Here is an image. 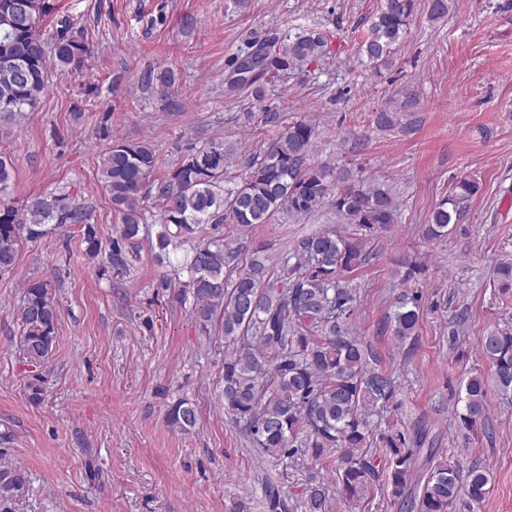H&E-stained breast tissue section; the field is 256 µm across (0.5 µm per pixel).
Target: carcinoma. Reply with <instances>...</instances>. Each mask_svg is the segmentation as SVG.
Returning a JSON list of instances; mask_svg holds the SVG:
<instances>
[{
  "mask_svg": "<svg viewBox=\"0 0 512 512\" xmlns=\"http://www.w3.org/2000/svg\"><path fill=\"white\" fill-rule=\"evenodd\" d=\"M34 5L30 23L10 24L0 15V119L17 121L33 111L52 74L80 68L90 53L86 35L72 30L54 0H35ZM415 8V0H384L360 46L375 73L395 65L397 46ZM49 17L56 29L51 42L41 32ZM325 52L324 37L313 31L297 33L281 46L275 40L253 43L234 69L231 86L251 87ZM316 136L308 120L284 125L248 160L242 181L230 188L223 182L234 152L222 142L188 154L156 181L152 176L158 157L150 143L112 140L100 172L122 228L110 245L108 264L117 275L127 271L130 249L146 223L145 202L155 197L161 205L159 261L170 260V253L192 243L175 269L188 277L181 296L192 298L203 331L220 324L224 343L231 347L224 356V406L261 453L290 459L303 452L316 460L339 454L337 481L345 497L356 503L375 487L405 512H448L462 495L480 502L489 483L485 470L473 467L461 474L440 457L437 435L425 426L410 429L376 421L399 403L392 375L374 367L375 353L351 332L358 302L346 275L368 260L364 239L330 230L303 238L275 276L269 274L262 245L251 251L245 265L230 268L240 250L236 241L217 232L225 223L247 228L267 224L278 213L306 216L327 202L345 224L376 232L398 223L397 200L387 186L314 161ZM477 190L474 180L458 181L434 209L425 236L447 235ZM91 219L90 210L64 192L36 195L21 208L0 204V273L15 267L24 243L72 226L81 227L87 256L97 258L102 245ZM203 224L213 226L215 233L198 240ZM496 278L501 291L512 289V261L498 266ZM421 306L417 290L408 288L397 296L390 326L399 342L415 333ZM18 318L22 358L48 362L57 338L58 309L47 283L24 287ZM481 354L494 369L500 393L511 395L512 329L488 331ZM458 402L461 427L469 432L478 428L489 408L482 375L467 379ZM167 419L189 431L197 424V408L180 399ZM375 447L381 450L378 461ZM304 507L306 512H325L322 483L308 488Z\"/></svg>",
  "mask_w": 512,
  "mask_h": 512,
  "instance_id": "1",
  "label": "carcinoma"
}]
</instances>
